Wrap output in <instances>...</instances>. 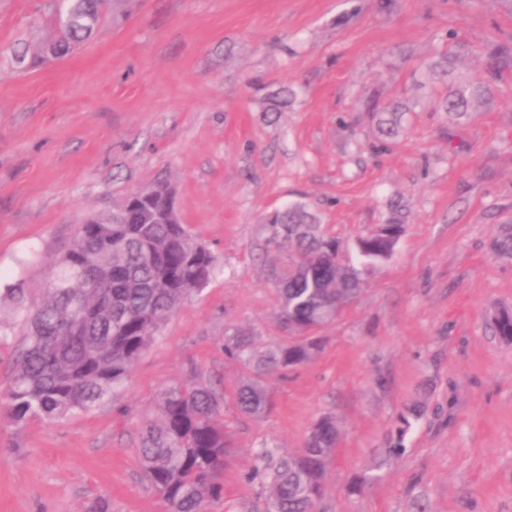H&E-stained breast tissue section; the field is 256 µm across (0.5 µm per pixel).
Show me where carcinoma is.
I'll return each instance as SVG.
<instances>
[{
  "mask_svg": "<svg viewBox=\"0 0 512 512\" xmlns=\"http://www.w3.org/2000/svg\"><path fill=\"white\" fill-rule=\"evenodd\" d=\"M104 0H55L56 37L35 54L59 58L82 46L102 25ZM485 78L449 86L443 111L458 118L488 103L501 70L512 64V47L497 44ZM458 56L444 53L431 70L440 78L454 71ZM385 137L399 133L401 106L381 108ZM172 196L164 184L139 191L137 204L122 203L79 226L73 244L53 264L44 300L25 301L19 283L6 285L24 336V348L5 399L10 423L32 419L59 421L94 409L120 391L137 359L194 293L211 280L215 257L184 224H174L166 206ZM265 244L287 254L289 266L274 270L279 318L303 342L286 341L263 353L254 351V334L235 329L224 338V355L245 370L244 378L221 395L202 373L167 386L157 417L140 429L137 448L150 489L164 512H213L224 504V467L233 456L224 428L223 406L231 398L244 414L263 415L270 407L268 376L307 364L322 350L319 329L334 322L361 291L362 274L393 254L398 224L384 233L356 239L354 258L344 263L336 238L301 203L263 219ZM490 250L512 258V225L497 231ZM338 443L336 421L318 419L302 448L280 454L256 452L247 472L268 492V512H317L325 494V473Z\"/></svg>",
  "mask_w": 512,
  "mask_h": 512,
  "instance_id": "1",
  "label": "carcinoma"
}]
</instances>
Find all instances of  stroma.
Instances as JSON below:
<instances>
[{"label": "stroma", "mask_w": 512, "mask_h": 512, "mask_svg": "<svg viewBox=\"0 0 512 512\" xmlns=\"http://www.w3.org/2000/svg\"><path fill=\"white\" fill-rule=\"evenodd\" d=\"M53 35L50 0H0V281L38 304L79 224L158 182L218 271L112 400L54 423L0 416V512L96 498L162 512L139 428L192 373L220 391L242 379L229 328L256 331L260 351L286 340L269 273L287 256L265 246L262 221L293 202L348 245L382 224L404 232L318 357L268 379L269 413L225 404L234 512L266 510L245 477L254 452L297 450L326 414L339 439L321 512H512V343L493 328L512 309V259L489 249L512 223V67L461 120L434 110L443 87L427 71L450 49L460 76L481 79L489 48L512 44V0H106L74 53L13 63L17 43ZM372 100L405 106L394 140ZM22 344L2 299L0 394Z\"/></svg>", "instance_id": "35a3bbf8"}]
</instances>
